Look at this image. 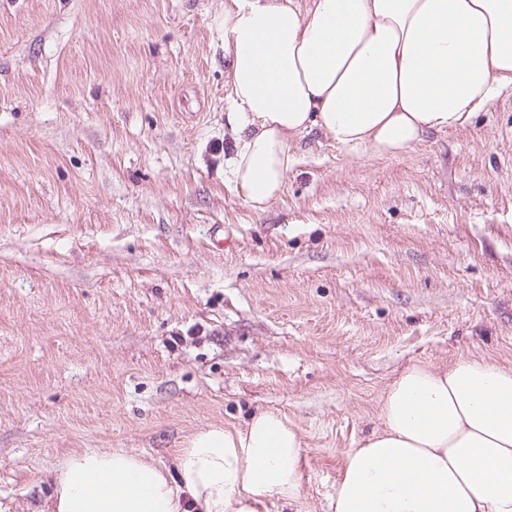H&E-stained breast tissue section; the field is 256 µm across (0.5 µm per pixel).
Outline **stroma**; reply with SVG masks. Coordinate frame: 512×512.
I'll return each instance as SVG.
<instances>
[{
	"label": "stroma",
	"mask_w": 512,
	"mask_h": 512,
	"mask_svg": "<svg viewBox=\"0 0 512 512\" xmlns=\"http://www.w3.org/2000/svg\"><path fill=\"white\" fill-rule=\"evenodd\" d=\"M226 2L0 0V512L73 453L171 471L258 410L300 434L283 512H331L407 367L512 368V91L403 157L311 132L258 215L226 164Z\"/></svg>",
	"instance_id": "stroma-1"
}]
</instances>
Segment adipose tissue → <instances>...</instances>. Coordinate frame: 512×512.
I'll return each instance as SVG.
<instances>
[{"label":"adipose tissue","mask_w":512,"mask_h":512,"mask_svg":"<svg viewBox=\"0 0 512 512\" xmlns=\"http://www.w3.org/2000/svg\"><path fill=\"white\" fill-rule=\"evenodd\" d=\"M227 159L247 206L284 192L318 130L353 155L401 157L512 89V0H229ZM350 449L334 512H512V369L414 365ZM300 438L280 412L210 426L175 473L122 451L59 467L43 512H273L300 495Z\"/></svg>","instance_id":"1"}]
</instances>
